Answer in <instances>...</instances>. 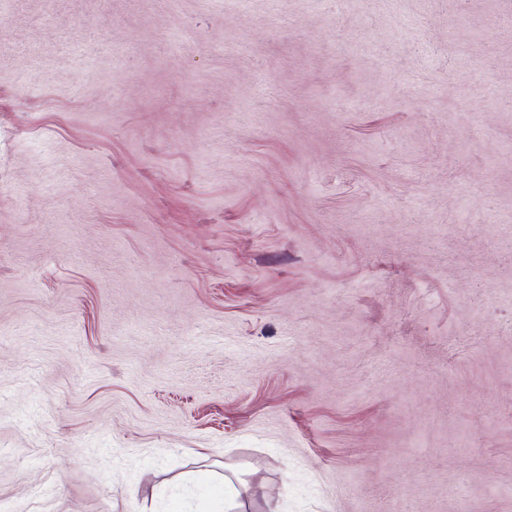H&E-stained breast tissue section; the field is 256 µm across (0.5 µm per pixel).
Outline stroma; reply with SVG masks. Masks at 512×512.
<instances>
[{"label":"stroma","mask_w":512,"mask_h":512,"mask_svg":"<svg viewBox=\"0 0 512 512\" xmlns=\"http://www.w3.org/2000/svg\"><path fill=\"white\" fill-rule=\"evenodd\" d=\"M512 512V0H0V512Z\"/></svg>","instance_id":"stroma-1"}]
</instances>
